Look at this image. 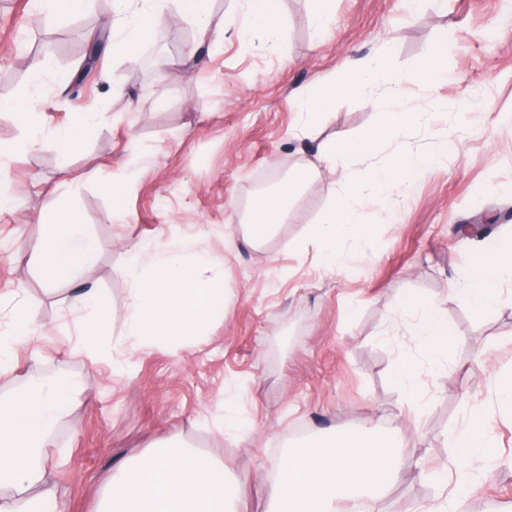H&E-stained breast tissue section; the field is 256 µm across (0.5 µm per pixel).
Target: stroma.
Here are the masks:
<instances>
[{
	"instance_id": "obj_1",
	"label": "stroma",
	"mask_w": 512,
	"mask_h": 512,
	"mask_svg": "<svg viewBox=\"0 0 512 512\" xmlns=\"http://www.w3.org/2000/svg\"><path fill=\"white\" fill-rule=\"evenodd\" d=\"M332 27L318 37L314 0H281L285 28L270 39L251 30L246 0H212L202 38L177 0H156L158 21L145 47L164 39L151 69L114 54L108 29L114 0H91L65 18L41 14L37 0H0V98L25 91L34 57L49 59L43 107L34 126L0 117V142L34 141L8 160L16 203L0 213V299L23 303L45 334L18 346L0 367V400L20 383L60 377L76 401L44 459L65 512H86L89 498L126 460L181 439L216 451L226 475L248 485L246 512H267L264 479L289 448L324 432L395 427L411 460L375 503L376 512H416L441 499L430 475L448 463L451 432L474 411L491 415L488 434L501 466L482 473L483 493L467 512L512 507V415L497 410V378L512 373V275L494 304L476 310L455 298L466 287L482 241L457 227L486 214L494 237L512 233V32L499 26L512 0H332ZM445 43L443 78L414 87L409 105L444 107L428 127L409 130L386 151L413 153L403 202L377 200L359 210L375 232L342 239V269L323 268L305 244L309 224L326 207L337 180L315 145L295 138L296 90L338 70L348 57L384 53L389 69L425 61ZM97 63L80 85L89 50ZM98 109L109 122L91 129L80 149L60 155L57 130ZM379 125L368 103L341 96L319 123L322 136L357 139ZM448 148L436 150L440 136ZM300 168L310 182L285 223L258 245L239 221L260 179L269 185ZM120 181L122 190L104 187ZM73 200L100 250L82 281L49 287L37 270L41 214ZM224 260L226 305L204 339L131 349L118 332L104 337L110 354H75L86 314L70 300L96 289L121 308L131 287L136 245L175 250L184 241ZM436 302L457 345L431 358L418 338L420 315L399 313L400 297ZM413 363L421 403L392 378ZM237 396L240 429L224 433L226 393Z\"/></svg>"
}]
</instances>
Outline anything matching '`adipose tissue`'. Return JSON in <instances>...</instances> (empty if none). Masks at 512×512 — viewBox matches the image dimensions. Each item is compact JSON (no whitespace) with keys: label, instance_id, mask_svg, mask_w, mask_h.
Listing matches in <instances>:
<instances>
[{"label":"adipose tissue","instance_id":"ef3b65f1","mask_svg":"<svg viewBox=\"0 0 512 512\" xmlns=\"http://www.w3.org/2000/svg\"><path fill=\"white\" fill-rule=\"evenodd\" d=\"M155 21V14L146 6L132 17H117L111 29L118 53L134 59L138 45L147 38ZM443 56V51H435L426 63L404 73L389 70L379 55L346 59L340 73L298 91L300 121L296 137L316 142L318 154L334 169L346 166L355 157H375L407 130L427 120V113L400 109L396 100L410 84L433 83L443 70ZM49 70L47 60H34L26 91L15 98L0 99V114L22 123L35 118L37 91ZM344 95L362 99L377 109V131L357 141L318 138L316 116L329 111L336 97ZM421 163L420 156L403 155L364 178L345 182L341 191H329L321 222L311 233L321 252L322 266L340 268L341 231L357 239L368 236L370 228L358 222L357 208L372 198L400 194L405 173ZM310 178L309 170H297L290 182L253 201L246 219L253 240H262L270 229L287 219L295 193ZM39 221L43 226L38 255L41 278L51 286L79 281L93 262L97 246L81 224L75 206L43 214ZM509 270L511 236L502 238L496 249L479 255L460 300L477 309L487 308ZM401 306L420 307L419 333L430 356H438L456 344V337L449 335L435 304H420L405 297ZM42 334L31 312L22 304L13 305L6 321L0 322V362L10 360L17 345L34 342ZM72 401L71 383L60 381L45 388L21 389L7 406H0V512H61L56 491L46 484L41 458L52 445L53 428ZM483 423V415H473L470 428L448 439L453 450L454 512H463L465 503L483 489L470 472L473 449H480L487 461L497 456ZM407 460V445L398 431L381 434L364 429L332 436L320 446L289 453L266 477L270 512H338L342 502L377 500ZM240 493V483L227 479L223 464L213 454L173 440L129 461L96 492L89 512H234Z\"/></svg>","mask_w":512,"mask_h":512}]
</instances>
